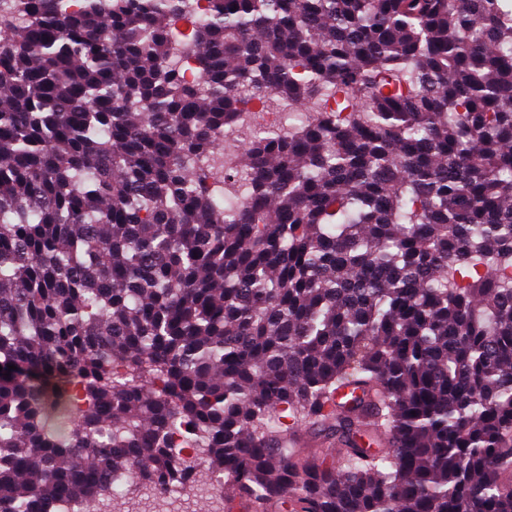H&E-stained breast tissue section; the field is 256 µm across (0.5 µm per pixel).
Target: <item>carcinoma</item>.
Returning <instances> with one entry per match:
<instances>
[{"mask_svg":"<svg viewBox=\"0 0 512 512\" xmlns=\"http://www.w3.org/2000/svg\"><path fill=\"white\" fill-rule=\"evenodd\" d=\"M499 266L512 0H0V512H512ZM159 479L144 478V479H128L125 475L115 474L109 480V494L103 498V503L106 510H112V496L122 495L125 504V509L129 507L132 502L140 499H150L163 502L166 500L176 502L181 498L182 483L177 480L165 481V491L159 488ZM112 512H125L113 511Z\"/></svg>","mask_w":512,"mask_h":512,"instance_id":"1","label":"carcinoma"}]
</instances>
